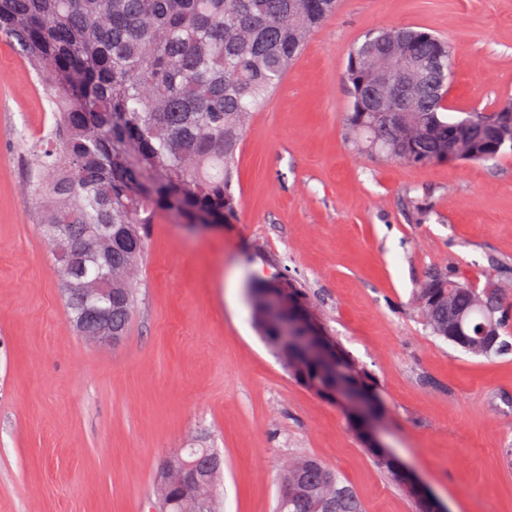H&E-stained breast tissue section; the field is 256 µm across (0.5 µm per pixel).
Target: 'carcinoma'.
Listing matches in <instances>:
<instances>
[{
  "label": "carcinoma",
  "mask_w": 512,
  "mask_h": 512,
  "mask_svg": "<svg viewBox=\"0 0 512 512\" xmlns=\"http://www.w3.org/2000/svg\"><path fill=\"white\" fill-rule=\"evenodd\" d=\"M337 0H0V35L13 39L34 82L46 91L53 122L42 136L27 178L41 235L56 247L58 273L72 320L82 318L88 277L112 271V329L127 333L135 276L147 225L158 216L188 224L234 218L231 192L236 153L253 113L261 111L301 54L314 27ZM434 57L442 83L409 95L381 119L363 91L385 77L414 81L397 63ZM452 46L412 26L369 31L349 53L342 73L351 108V145L384 160L430 165L448 161V140L464 143L459 160L480 161L512 148V99L495 111L448 117ZM288 289L292 313L309 303L288 277L253 285L251 318L274 351L282 349L264 298ZM504 289L478 291L446 272L432 275L415 302L431 334L486 358L512 353ZM353 384L377 409V385L347 351ZM290 376L326 390L311 364ZM377 464L414 501H431L391 467ZM282 482L288 501L277 512H364L357 493L320 460L288 459Z\"/></svg>",
  "instance_id": "cac0c4a2"
}]
</instances>
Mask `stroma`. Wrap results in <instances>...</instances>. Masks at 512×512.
Here are the masks:
<instances>
[{
    "label": "stroma",
    "instance_id": "35a3bbf8",
    "mask_svg": "<svg viewBox=\"0 0 512 512\" xmlns=\"http://www.w3.org/2000/svg\"><path fill=\"white\" fill-rule=\"evenodd\" d=\"M394 26L451 43L454 115L512 98V0H339L247 126L236 220L159 217L127 334L102 345L72 327L21 190L51 114L0 36V512H153L183 448L223 456L222 512H274L294 455L333 468L365 512H414L344 413L255 332L249 284L285 275L376 379L392 454L448 512H512V354L430 336L414 304L447 269L498 281L512 306V154L412 166L352 148L341 73L366 32Z\"/></svg>",
    "mask_w": 512,
    "mask_h": 512
}]
</instances>
